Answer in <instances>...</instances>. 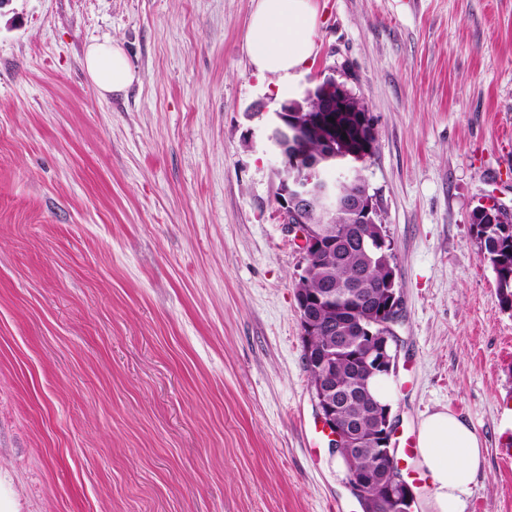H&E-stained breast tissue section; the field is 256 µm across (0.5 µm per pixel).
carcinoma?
<instances>
[{"label": "carcinoma", "instance_id": "carcinoma-1", "mask_svg": "<svg viewBox=\"0 0 512 512\" xmlns=\"http://www.w3.org/2000/svg\"><path fill=\"white\" fill-rule=\"evenodd\" d=\"M316 116L315 112L289 113V118L313 126L305 143L313 156L319 152L322 137V130L314 122ZM309 223L321 226L326 237L335 240L334 247L314 259L307 270L305 283L301 285L305 298H314L309 306L314 308L319 319L318 328L303 341L304 358L309 361V382L313 384L318 379L314 356L326 349L336 336V324L351 323L353 330L347 332L345 349L335 352L333 384L336 393L342 395L341 415L356 420L359 425L367 448L364 464L369 465L377 461L374 415L362 409L353 397V391L363 376L352 355L362 357L366 353V347L358 341L356 330H385L383 321L389 313L380 317L371 313V309L386 301L381 282L388 274L387 263L394 260L392 240L383 224L372 225L369 231L376 248L368 256L357 237L358 225L350 223L348 212H336V219L329 224L314 213L310 215ZM472 226L480 257L496 274L500 304L502 308L512 310V233L506 235L500 231L499 225L492 223L482 208L473 212ZM358 495L365 500V512H394L395 504L388 500L384 488L377 482L359 488Z\"/></svg>", "mask_w": 512, "mask_h": 512}]
</instances>
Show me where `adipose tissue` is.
<instances>
[{
  "mask_svg": "<svg viewBox=\"0 0 512 512\" xmlns=\"http://www.w3.org/2000/svg\"><path fill=\"white\" fill-rule=\"evenodd\" d=\"M317 25L314 0H257L244 42L253 69L278 82L292 78L314 54ZM83 66L103 96L125 93L140 80L124 48L114 40L87 45ZM417 456L430 481L428 512H465L484 462L475 431L449 411L430 413L418 428Z\"/></svg>",
  "mask_w": 512,
  "mask_h": 512,
  "instance_id": "1",
  "label": "adipose tissue"
}]
</instances>
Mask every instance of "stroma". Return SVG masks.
<instances>
[{"label":"stroma","mask_w":512,"mask_h":512,"mask_svg":"<svg viewBox=\"0 0 512 512\" xmlns=\"http://www.w3.org/2000/svg\"><path fill=\"white\" fill-rule=\"evenodd\" d=\"M280 86L256 0L0 5V502L9 512H361L310 391L266 128L327 76L365 102L394 248L398 429L445 409L512 512V311L473 211H512V0H316ZM113 39L140 81L101 97ZM83 66L102 97L125 93L140 81L139 73L117 41L105 40L86 46Z\"/></svg>","instance_id":"obj_1"}]
</instances>
